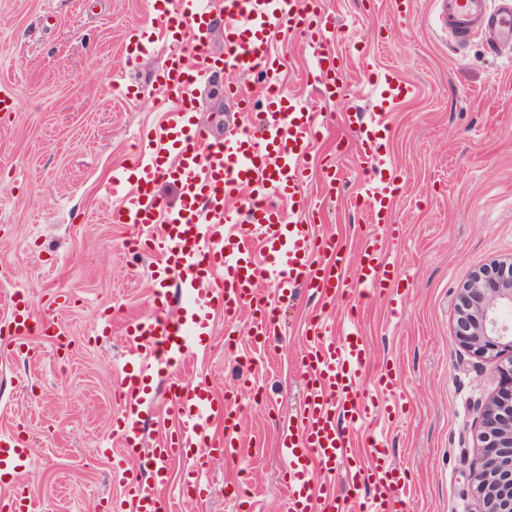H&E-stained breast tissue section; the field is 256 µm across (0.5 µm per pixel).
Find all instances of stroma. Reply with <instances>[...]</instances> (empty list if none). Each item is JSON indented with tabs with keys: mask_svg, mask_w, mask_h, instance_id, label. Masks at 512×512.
I'll return each instance as SVG.
<instances>
[{
	"mask_svg": "<svg viewBox=\"0 0 512 512\" xmlns=\"http://www.w3.org/2000/svg\"><path fill=\"white\" fill-rule=\"evenodd\" d=\"M320 7L340 25V98L323 97L309 76L314 30L272 42L276 82L325 121L301 159L304 195L318 234L362 243L374 226L356 201L360 143L347 114L371 111L384 75L412 85L390 113L381 146L402 177L394 220L404 235L390 253L404 314L393 318L384 297L364 308L365 377L393 366L409 398L385 436L415 485L413 512H478L474 435L497 377L459 344L453 326L463 284L512 256V66L488 32L456 51L435 31L433 0H321ZM149 19L150 0H0V90L13 101L0 111V320L21 290L35 319H52L72 340L60 350L35 334L25 352L0 349V434H14L32 457L31 512H133L112 471L124 453L113 434L121 411L115 392L124 377L123 327L152 309L153 258L130 249L134 225L111 222L122 196L108 187L144 157L173 107L158 82L169 44L155 40L137 59L123 50L131 35L149 34ZM260 83L255 74L212 73L195 87V122L223 137L239 118L226 87L254 99ZM328 161L342 178L329 192ZM316 306L305 296L284 312L266 352L249 343L247 312L230 323L216 314L205 345L152 375L140 406L142 447L176 424L171 381L207 378L216 399L237 391L242 409L243 454L213 465L208 493L183 495L193 460L172 464L163 494L177 512H235L227 498L235 485L246 512H285L281 434L305 395L294 360ZM228 330L239 338L232 352Z\"/></svg>",
	"mask_w": 512,
	"mask_h": 512,
	"instance_id": "stroma-1",
	"label": "stroma"
}]
</instances>
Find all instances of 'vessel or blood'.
Returning a JSON list of instances; mask_svg holds the SVG:
<instances>
[{
  "mask_svg": "<svg viewBox=\"0 0 512 512\" xmlns=\"http://www.w3.org/2000/svg\"><path fill=\"white\" fill-rule=\"evenodd\" d=\"M437 20L457 45H466L482 29L512 45V0H436ZM229 39L223 58L208 50L212 10L199 0H153V25L170 43L191 42L194 64L174 51L161 63L159 84L175 107L148 143L149 159L137 168L136 184L126 189L122 205L111 214L115 224L139 230L137 250L157 256L152 272L155 306L150 315L125 326V376L118 392L124 404L114 430L128 450L141 441L138 406L146 378L186 359L210 332L211 316H232L241 307L252 311L249 341L266 347L276 335L284 308L293 307L301 292L323 304L310 318L297 356L303 402L282 434L286 464L281 472L288 489V512H410L414 487L390 459L379 430L390 420L404 395L393 369H385L372 388L364 386L368 346L358 321L337 328L326 307L343 296L368 301L388 292L395 264L387 247L403 237L393 223V205L401 176L388 170L379 140L389 130L387 112L404 88L394 78L368 121L349 123L363 151L361 163L381 170L384 180L365 183L367 205L377 228L366 238L358 259L332 236L315 234L301 224L305 213L301 158L320 134L317 116L274 90L271 79L278 62L270 51L273 37L285 30L317 28L313 43L318 55L316 83L328 96L342 91L340 72L331 49L334 16L322 12L317 0H218ZM264 75L260 92L263 113L249 115L248 125L227 126L224 138L211 140L194 126L186 99L192 86L215 69ZM178 185L179 205L168 209L153 193L157 181ZM184 288L191 303L188 315L168 313V289ZM7 335L50 334L65 346L61 328L34 320L24 297L14 299L4 322ZM177 415L171 433L145 450L146 472L129 467L126 458L113 463L123 476L124 495L134 512H169L161 494L170 480L172 462L191 450L199 456L186 471V487L202 492L212 461L238 456L237 414L211 392L207 378L169 388ZM225 433H211L216 416ZM29 458L13 435H0V475L10 476L12 512H24L33 493L27 488Z\"/></svg>",
  "mask_w": 512,
  "mask_h": 512,
  "instance_id": "vessel-or-blood-1",
  "label": "vessel or blood"
}]
</instances>
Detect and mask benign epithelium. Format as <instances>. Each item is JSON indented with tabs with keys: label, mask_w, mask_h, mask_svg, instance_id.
<instances>
[{
	"label": "benign epithelium",
	"mask_w": 512,
	"mask_h": 512,
	"mask_svg": "<svg viewBox=\"0 0 512 512\" xmlns=\"http://www.w3.org/2000/svg\"><path fill=\"white\" fill-rule=\"evenodd\" d=\"M511 307L512 277L479 270L460 292L454 325L459 343L484 359L498 379L481 410L480 462L471 472L480 512H512V328L499 321L500 311Z\"/></svg>",
	"instance_id": "1"
}]
</instances>
